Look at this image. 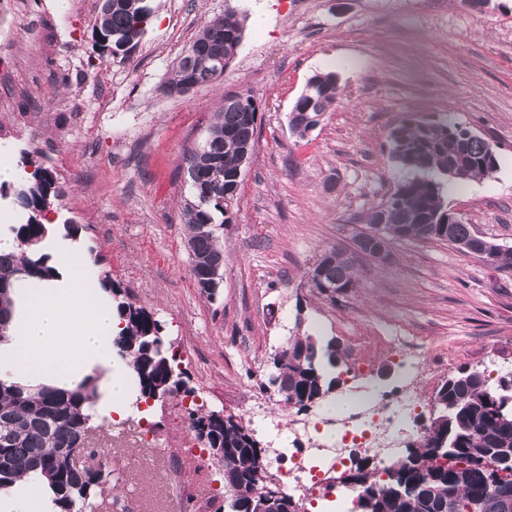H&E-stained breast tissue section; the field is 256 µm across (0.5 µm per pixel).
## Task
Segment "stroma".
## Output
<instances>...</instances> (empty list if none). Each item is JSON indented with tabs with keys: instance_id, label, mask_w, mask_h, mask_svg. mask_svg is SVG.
<instances>
[{
	"instance_id": "35a3bbf8",
	"label": "stroma",
	"mask_w": 512,
	"mask_h": 512,
	"mask_svg": "<svg viewBox=\"0 0 512 512\" xmlns=\"http://www.w3.org/2000/svg\"><path fill=\"white\" fill-rule=\"evenodd\" d=\"M153 15L128 60L92 46L99 0H0V153L29 154L64 196L57 224L77 226L94 274L153 312L181 357L196 402L250 426L271 354L295 334L336 339L341 387L397 389L389 356L402 343L426 370L432 398L461 366L512 367V270L436 241H398L384 260L358 257L352 292L320 295L307 273L325 251L354 250L364 215L402 173L388 132L409 115L469 127L498 155L488 178L445 182L449 209L512 247V0H149ZM247 16L222 78L181 96L163 91L203 23ZM265 14L263 25L252 19ZM333 71L342 98L305 139L288 114L308 80ZM251 90L259 136L224 227V281L201 294L190 274L180 167L201 145L224 96ZM181 398L144 404L94 438L117 480L94 512H217L224 468L188 448Z\"/></svg>"
}]
</instances>
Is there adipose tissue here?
Segmentation results:
<instances>
[{"instance_id":"ef3b65f1","label":"adipose tissue","mask_w":512,"mask_h":512,"mask_svg":"<svg viewBox=\"0 0 512 512\" xmlns=\"http://www.w3.org/2000/svg\"><path fill=\"white\" fill-rule=\"evenodd\" d=\"M56 269L49 279L25 278L13 290L10 332L0 342V378L21 384L71 388L98 376L99 404L125 416L138 399L132 369L117 356L113 339L122 329L112 297L75 245L39 244ZM28 479L0 491V512H55L53 494H36Z\"/></svg>"}]
</instances>
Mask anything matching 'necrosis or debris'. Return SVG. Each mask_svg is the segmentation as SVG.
<instances>
[{"instance_id": "obj_1", "label": "necrosis or debris", "mask_w": 512, "mask_h": 512, "mask_svg": "<svg viewBox=\"0 0 512 512\" xmlns=\"http://www.w3.org/2000/svg\"><path fill=\"white\" fill-rule=\"evenodd\" d=\"M262 433L284 430L287 447L268 445L264 467L281 476V488L298 500H313L337 494L342 501L353 499L356 486L336 482L333 473L356 468L368 448H375L377 461L401 455L421 435L424 407L417 395L401 389L376 391L355 402L349 413L322 414L319 424L273 417L270 410H253Z\"/></svg>"}]
</instances>
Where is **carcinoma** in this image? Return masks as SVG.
<instances>
[{
    "label": "carcinoma",
    "instance_id": "cac0c4a2",
    "mask_svg": "<svg viewBox=\"0 0 512 512\" xmlns=\"http://www.w3.org/2000/svg\"><path fill=\"white\" fill-rule=\"evenodd\" d=\"M152 16L147 0H102L93 41L100 57H116L118 44L137 45ZM246 18L233 10L214 16L202 26L179 58L173 77L164 86L169 95L182 94L189 81L200 87L216 77L208 63L214 48L208 37L224 33V55L237 53ZM333 72L311 77L292 106L295 118L288 128L305 138L341 99ZM258 105L252 91L224 96V106L213 114L202 144L181 156L192 196L183 209L191 255L190 273L201 292L212 296L224 279V240L216 215L228 212L237 199L241 179V147L257 134ZM392 164L408 176L399 178L391 192L365 216L366 227L356 243L380 232L386 242L437 241L476 255L499 270L512 269V249L478 234L456 219L445 204L442 175L457 182L480 181L495 171L496 153L469 128L446 120L409 116L388 134ZM27 211L22 224L9 231L24 249L0 254V339L11 322L17 271L28 278L52 276L46 254L30 250L43 241L44 213L60 195L49 169L38 166L33 181L9 189ZM321 274L345 294L357 286L353 256L332 249L323 253ZM116 311L125 322L114 339L116 354L129 362L144 400L181 395L195 396L177 353L163 335L154 314L129 301L120 285L104 276ZM347 355L336 339L319 342L311 335L291 336L272 358L264 388L273 389L297 412H308L336 389L341 376L330 371L347 366ZM99 399L89 384L75 390L50 386L23 387L0 379V490L29 476L46 480L54 495L56 512L93 509L101 488L112 479V458L93 441L91 421ZM201 406L188 409L189 428L224 466V477L245 484V500L264 502L263 485L251 484L259 466L260 442L238 422L216 417ZM430 414L444 418L436 432L424 429L398 470L374 468L359 476L357 512H502L499 486L512 485V370L496 378L477 367L458 369L436 392ZM91 464L76 463L73 452Z\"/></svg>",
    "mask_w": 512,
    "mask_h": 512
}]
</instances>
